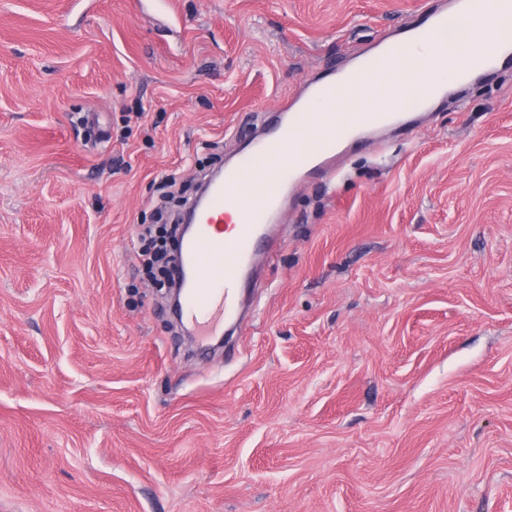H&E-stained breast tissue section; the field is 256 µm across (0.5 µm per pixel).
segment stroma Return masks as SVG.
<instances>
[{"label":"stroma","instance_id":"obj_1","mask_svg":"<svg viewBox=\"0 0 512 512\" xmlns=\"http://www.w3.org/2000/svg\"><path fill=\"white\" fill-rule=\"evenodd\" d=\"M0 0V512H512V64L290 196L201 350L136 256L441 0Z\"/></svg>","mask_w":512,"mask_h":512}]
</instances>
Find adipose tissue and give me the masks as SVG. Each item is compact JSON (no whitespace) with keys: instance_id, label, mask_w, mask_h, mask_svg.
<instances>
[{"instance_id":"obj_1","label":"adipose tissue","mask_w":512,"mask_h":512,"mask_svg":"<svg viewBox=\"0 0 512 512\" xmlns=\"http://www.w3.org/2000/svg\"><path fill=\"white\" fill-rule=\"evenodd\" d=\"M491 38L512 41V25L499 26L492 32L480 26L465 27L449 44L416 47L398 43V54L384 73L365 84L337 87L335 96L318 103L317 109L341 119L357 112L399 108L414 94L454 82L456 65Z\"/></svg>"}]
</instances>
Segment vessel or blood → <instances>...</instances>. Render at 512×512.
Returning a JSON list of instances; mask_svg holds the SVG:
<instances>
[{"instance_id":"1","label":"vessel or blood","mask_w":512,"mask_h":512,"mask_svg":"<svg viewBox=\"0 0 512 512\" xmlns=\"http://www.w3.org/2000/svg\"><path fill=\"white\" fill-rule=\"evenodd\" d=\"M450 4L451 14L429 16L414 29L415 44H429L432 34L447 35L449 28L459 29L476 19L512 17V0H450ZM395 51V46L388 45L367 55L350 82L366 81L385 71ZM506 58H512V42H494L468 55L459 73L484 71ZM401 118L398 112H366L332 127L325 113L291 110L235 166L226 169L220 181L208 185L202 204L190 207L187 215L194 231L187 243L191 268L182 310L199 335H211L238 313L248 269L257 257L278 248L271 226L295 181L325 175L343 143ZM230 209L239 211L242 222L236 236L225 239L213 227L217 217Z\"/></svg>"}]
</instances>
